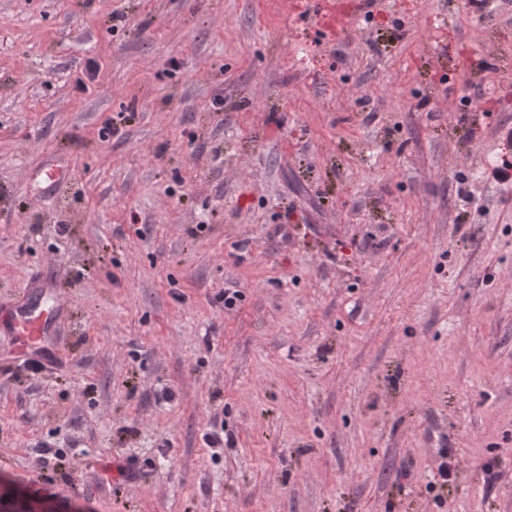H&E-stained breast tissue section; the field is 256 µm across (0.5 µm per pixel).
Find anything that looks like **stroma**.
<instances>
[{
    "label": "stroma",
    "instance_id": "stroma-1",
    "mask_svg": "<svg viewBox=\"0 0 512 512\" xmlns=\"http://www.w3.org/2000/svg\"><path fill=\"white\" fill-rule=\"evenodd\" d=\"M511 131L512 0H0V305L63 311L41 373L0 333V476L512 512Z\"/></svg>",
    "mask_w": 512,
    "mask_h": 512
}]
</instances>
